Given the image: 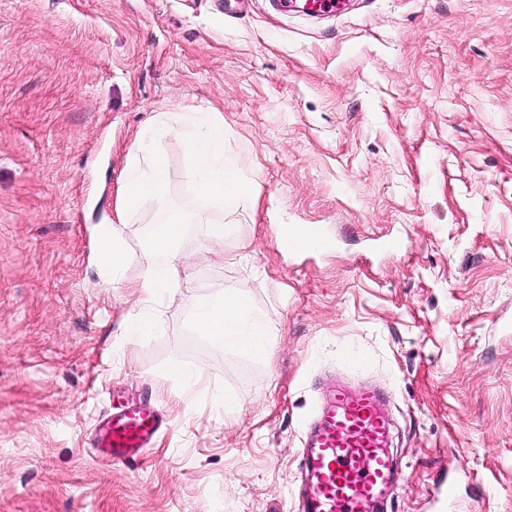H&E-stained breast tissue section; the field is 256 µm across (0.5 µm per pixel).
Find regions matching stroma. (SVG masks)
<instances>
[{
  "instance_id": "1",
  "label": "stroma",
  "mask_w": 512,
  "mask_h": 512,
  "mask_svg": "<svg viewBox=\"0 0 512 512\" xmlns=\"http://www.w3.org/2000/svg\"><path fill=\"white\" fill-rule=\"evenodd\" d=\"M192 108L221 113L258 202L214 212L237 228L221 243L187 225L179 291L137 336L94 227L140 128ZM158 151L189 204L179 139ZM158 219L148 203L119 227L132 273ZM285 224L332 246L286 252ZM219 285L264 316V356L191 326L183 290ZM350 371L391 396V512H437L447 474L455 512H512V0H351L328 21L270 0H0V512H295L301 421ZM117 393L169 422L133 468L90 448Z\"/></svg>"
}]
</instances>
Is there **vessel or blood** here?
<instances>
[{"mask_svg": "<svg viewBox=\"0 0 512 512\" xmlns=\"http://www.w3.org/2000/svg\"><path fill=\"white\" fill-rule=\"evenodd\" d=\"M348 0H304L319 17L343 14ZM387 396L374 388L325 382L312 414L302 423L299 512H387L401 481L389 453ZM150 400L114 403L92 441L103 461L137 465L165 426Z\"/></svg>", "mask_w": 512, "mask_h": 512, "instance_id": "b4317fda", "label": "vessel or blood"}]
</instances>
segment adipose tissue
I'll list each match as a JSON object with an SVG mask.
<instances>
[{
	"instance_id": "obj_1",
	"label": "adipose tissue",
	"mask_w": 512,
	"mask_h": 512,
	"mask_svg": "<svg viewBox=\"0 0 512 512\" xmlns=\"http://www.w3.org/2000/svg\"><path fill=\"white\" fill-rule=\"evenodd\" d=\"M172 135L183 144L186 176L193 184L195 197L194 203L179 210L168 205V170L157 151L158 144ZM257 194V188L246 180L239 164L224 158V121L217 113L201 109L158 113L139 131L127 155L116 220L97 225L96 235L97 270L103 283L126 285L139 296L140 333H148L155 327L154 312L176 290V272L181 262L179 244L186 225H204L208 241H223L232 228L213 221L207 206L253 203ZM149 202L157 207L161 221L144 254V266L134 276L130 273L132 255L118 227ZM187 306L194 330L216 346L253 356L265 351V322L246 296L221 287L212 288L192 293Z\"/></svg>"
}]
</instances>
